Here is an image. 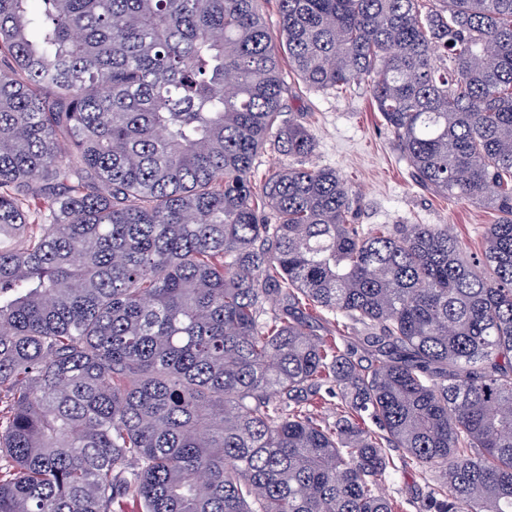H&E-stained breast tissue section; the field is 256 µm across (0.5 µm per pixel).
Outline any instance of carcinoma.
<instances>
[{"label": "carcinoma", "mask_w": 512, "mask_h": 512, "mask_svg": "<svg viewBox=\"0 0 512 512\" xmlns=\"http://www.w3.org/2000/svg\"><path fill=\"white\" fill-rule=\"evenodd\" d=\"M259 2L0 0V512H398L393 450L512 512V0H278L276 41ZM283 53L497 212L481 258L331 169L256 187L316 146ZM288 162L292 163L293 160L280 155L272 146H267L263 149L254 162L255 183L257 187L262 185L263 180L269 172L271 173L272 170L279 168L283 164H288Z\"/></svg>", "instance_id": "carcinoma-1"}]
</instances>
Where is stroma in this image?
Masks as SVG:
<instances>
[{"mask_svg":"<svg viewBox=\"0 0 512 512\" xmlns=\"http://www.w3.org/2000/svg\"><path fill=\"white\" fill-rule=\"evenodd\" d=\"M287 85L285 109L298 115L317 140L305 164L335 170L356 190V223L444 224L469 259L480 257L483 228L495 223L496 212L420 189L400 160L366 83L341 94L309 89L293 77ZM384 492L400 501L404 512H426V489L409 467L399 466Z\"/></svg>","mask_w":512,"mask_h":512,"instance_id":"obj_1","label":"stroma"}]
</instances>
